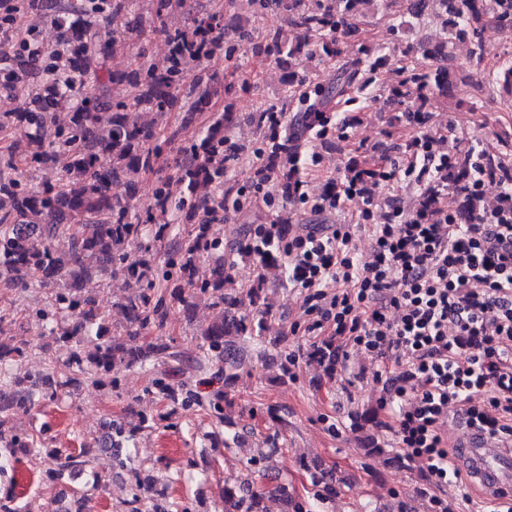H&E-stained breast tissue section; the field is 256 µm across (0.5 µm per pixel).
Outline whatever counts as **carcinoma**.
Returning a JSON list of instances; mask_svg holds the SVG:
<instances>
[{"instance_id":"carcinoma-1","label":"carcinoma","mask_w":512,"mask_h":512,"mask_svg":"<svg viewBox=\"0 0 512 512\" xmlns=\"http://www.w3.org/2000/svg\"><path fill=\"white\" fill-rule=\"evenodd\" d=\"M441 10L451 18L448 42L462 34L477 36L484 28L487 10L498 18L512 16V0H439ZM368 0H326L304 6V0H280L290 20L319 38L321 52L337 56L333 33L342 27L353 28L363 16L359 7ZM183 0H156L150 21L152 32L163 33L171 52L162 67L142 69L135 75L106 71L107 78L99 84L97 96L89 98L83 88L91 69L105 71L111 47L93 21L116 19L127 7V0H63L58 9L59 43L39 51L38 36L31 32L23 38L0 40V87L10 89L25 78L38 79L45 92L37 96V110L15 118L0 116V127L14 126L19 141L25 144L23 162L37 167L56 151L68 154L69 161L56 184L34 189L7 161L0 168V285L13 288L36 281L49 287L50 300L38 312L50 325L55 339L72 347L70 359L53 368L57 380L43 387L38 377H14L9 366L27 357L28 346L0 342V478L7 479L14 463L21 457L37 460L45 441L27 431L6 432L4 426L21 412L44 402H57L69 390L83 383L112 382V367L123 364L151 373L156 366L169 362L185 363L202 368L224 362L228 336H251L262 330V321H254L250 311L242 309V301L224 298V267L207 271L201 258L220 250L222 242L212 232V224L203 221L194 233L173 243L164 259L155 258L145 250L144 258L135 267L124 265L127 247L144 233V225L132 222L135 209V181L132 176L150 170L159 155L153 144L154 131L142 125L127 105L112 101L108 85L132 81L139 89L135 107L147 106L164 114L170 101L188 91L194 96L190 112L203 107L211 86V77L201 64L210 55L224 48V36L208 38L219 26V17L210 14L194 17L185 28L166 27L165 18ZM268 48L277 56H293L304 44L288 43L279 33L268 36ZM365 76L354 84L355 73L342 70L336 83L320 92V107L300 116L301 126L309 130L322 123L321 109L332 101H355L351 89L362 92L369 88L381 65V59L369 55L361 62ZM454 87L452 74L443 68L433 71L413 69L396 85L389 87L395 98L409 96L425 107L433 89L448 93ZM71 110L69 124H56V113ZM230 112L216 121L207 134L187 151L189 162L179 169L177 180L191 189L200 183L211 184L216 193L206 198L193 195L175 198L169 183H160L154 203L160 209L148 211V219L161 226L173 211H201L209 214L227 203L235 208L244 205L241 197L234 199L224 193V129L232 124ZM459 165L448 177L454 183L463 174H475L471 151L458 157ZM128 179L129 194L112 196L113 181ZM123 276L130 293L123 309L127 325L134 328L128 341L110 334L105 314L85 295L88 284L107 276ZM197 295H208L216 309L215 320L200 332L195 354L178 350L161 336L144 345H132L138 331H161L164 326L167 300L188 303ZM161 403L188 409L200 400L184 382L172 383L155 377L149 387ZM85 448H57L52 452L55 467L49 471L56 500L66 502L63 512H75L81 505L80 491L70 485L72 477L85 470L89 461ZM150 489L139 480L132 484L133 512H149ZM288 492L279 484L255 482L244 491L224 483V512H283Z\"/></svg>"}]
</instances>
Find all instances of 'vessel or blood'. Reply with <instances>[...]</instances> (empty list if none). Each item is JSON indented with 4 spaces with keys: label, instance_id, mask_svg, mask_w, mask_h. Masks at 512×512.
I'll return each mask as SVG.
<instances>
[{
    "label": "vessel or blood",
    "instance_id": "obj_1",
    "mask_svg": "<svg viewBox=\"0 0 512 512\" xmlns=\"http://www.w3.org/2000/svg\"><path fill=\"white\" fill-rule=\"evenodd\" d=\"M455 462L467 480L493 500L512 498V449L488 432L472 428L461 438Z\"/></svg>",
    "mask_w": 512,
    "mask_h": 512
}]
</instances>
